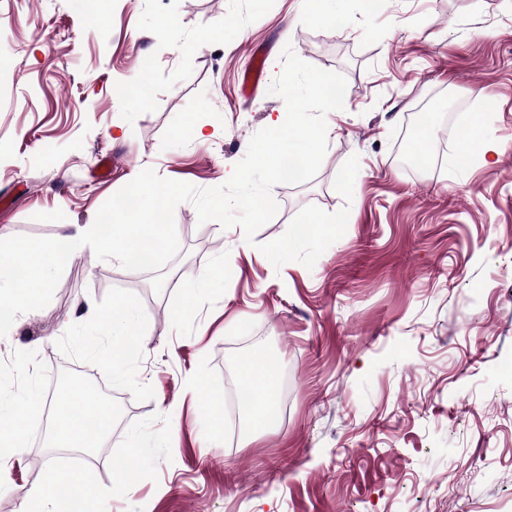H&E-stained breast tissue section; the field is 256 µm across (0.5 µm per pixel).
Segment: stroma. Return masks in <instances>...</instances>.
Returning a JSON list of instances; mask_svg holds the SVG:
<instances>
[{
	"label": "stroma",
	"instance_id": "stroma-1",
	"mask_svg": "<svg viewBox=\"0 0 512 512\" xmlns=\"http://www.w3.org/2000/svg\"><path fill=\"white\" fill-rule=\"evenodd\" d=\"M0 0V233L54 238L93 223L146 168L224 184L269 117L292 47L347 80L310 181L272 187L278 214L240 227L175 209L178 255L124 269L90 247L51 302L0 338V395L26 413L74 363L103 388L114 431L93 451L84 512H512V0ZM260 54L253 91L242 75ZM139 88L142 101L121 97ZM479 121L498 154L457 158ZM203 139L181 136L185 127ZM423 128L437 165L404 157ZM348 209L313 267L259 251L299 211ZM226 258L225 271L216 262ZM208 289L187 302L188 288ZM125 294L131 354L83 318ZM275 361L279 421L235 431L228 383ZM219 417L222 429L211 433ZM47 416L0 476L20 512L35 460L61 464ZM151 433L149 458L132 456Z\"/></svg>",
	"mask_w": 512,
	"mask_h": 512
}]
</instances>
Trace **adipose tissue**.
<instances>
[{
    "instance_id": "adipose-tissue-1",
    "label": "adipose tissue",
    "mask_w": 512,
    "mask_h": 512,
    "mask_svg": "<svg viewBox=\"0 0 512 512\" xmlns=\"http://www.w3.org/2000/svg\"><path fill=\"white\" fill-rule=\"evenodd\" d=\"M242 375L256 397L250 406L251 430L269 428L275 418L272 364L243 369ZM34 401L39 408L49 404L54 407L56 422L51 434L57 448H84L88 443L98 442L101 431L111 423L110 415L100 406L97 396L87 390L77 391L61 401L50 402L42 395L35 396ZM86 479L85 472L80 469L62 471L51 465L43 467L40 481L31 485L23 495L21 512H56L54 502L46 494L47 488L63 484L81 486Z\"/></svg>"
}]
</instances>
